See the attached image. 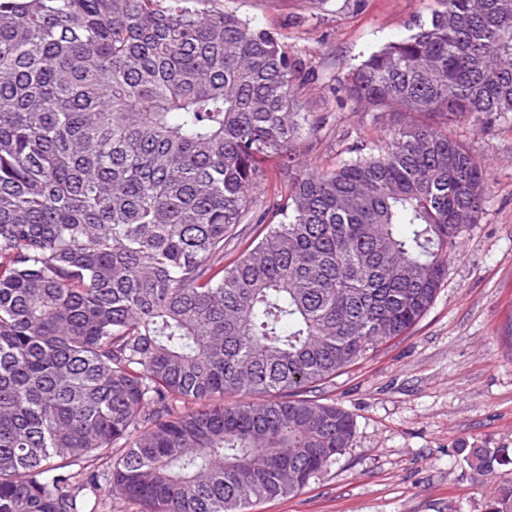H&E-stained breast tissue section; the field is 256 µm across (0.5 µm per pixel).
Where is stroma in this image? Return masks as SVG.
I'll list each match as a JSON object with an SVG mask.
<instances>
[{
	"instance_id": "1",
	"label": "stroma",
	"mask_w": 512,
	"mask_h": 512,
	"mask_svg": "<svg viewBox=\"0 0 512 512\" xmlns=\"http://www.w3.org/2000/svg\"><path fill=\"white\" fill-rule=\"evenodd\" d=\"M273 31L312 79L301 111L326 112L330 126L310 152L334 167L347 145L384 136L386 123L337 101L331 85L386 42L409 35L437 0H216ZM484 165L489 198L466 228L448 275L424 317L376 354L318 388L320 401L349 412L350 448L298 494L251 512H486L512 466L470 470L464 448L512 453V113L485 130L466 118L453 128Z\"/></svg>"
}]
</instances>
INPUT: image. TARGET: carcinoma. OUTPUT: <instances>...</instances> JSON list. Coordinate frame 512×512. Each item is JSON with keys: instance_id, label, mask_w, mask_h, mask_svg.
Instances as JSON below:
<instances>
[{"instance_id": "1", "label": "carcinoma", "mask_w": 512, "mask_h": 512, "mask_svg": "<svg viewBox=\"0 0 512 512\" xmlns=\"http://www.w3.org/2000/svg\"><path fill=\"white\" fill-rule=\"evenodd\" d=\"M186 2L0 0V512H96L71 466L104 459L142 512L301 492L355 432L311 393L427 313L484 211L450 125L512 112V0H438L335 78L399 124L331 170L301 155L325 117L278 37Z\"/></svg>"}]
</instances>
